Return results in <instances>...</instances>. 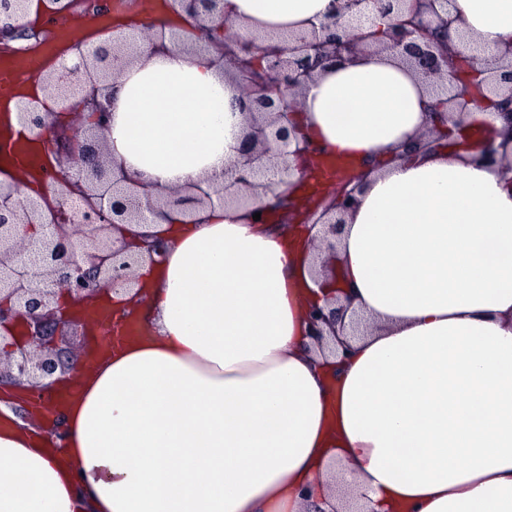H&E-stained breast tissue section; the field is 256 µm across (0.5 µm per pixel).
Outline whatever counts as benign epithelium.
<instances>
[{"label":"benign epithelium","mask_w":512,"mask_h":512,"mask_svg":"<svg viewBox=\"0 0 512 512\" xmlns=\"http://www.w3.org/2000/svg\"><path fill=\"white\" fill-rule=\"evenodd\" d=\"M209 31L205 22L224 14V0H174ZM375 9L387 21L374 34L351 24ZM27 14L25 0H0V38L25 35L21 21ZM460 20L448 10V0H336L333 14L315 24L292 32L287 39L265 44L257 38L232 40L235 59L243 54L259 55L268 62L269 79L258 84L239 80L245 103L247 133L237 157L224 172L220 184H196L173 189L157 198L123 168L111 163L99 134L109 117L110 105L98 100L99 92L121 72L132 46L115 38L78 55V62L53 71L46 87L60 102L78 98L99 114L97 127L83 134H70L59 141L71 161L64 171L46 159L41 161L44 180L52 193L29 201L21 193V182H0V343L8 348L6 367H0L14 382L27 383L32 398L49 394L61 376L75 365L62 360L57 335L60 327H82L85 320L64 313L60 299L82 301L103 291L129 293L137 279L135 268L145 259L162 254V244L147 234L120 243L102 237L119 224L144 223L149 217H164L177 210L193 215L215 204L245 206L275 187L262 176L276 168L280 179L291 175L292 164L307 165L305 181H319L312 149L299 142L288 126V113L300 104L303 87L317 67L341 62L370 48L397 53L434 99L427 104L434 125L425 136L442 139L443 118L493 107L506 120L512 137V40L497 47L489 57L460 35ZM44 103L32 98L18 113L23 127H38L57 138L60 127H48L42 118ZM364 171L341 178L336 193L323 202L320 215L309 222L311 213H297L305 227L321 226L318 251L322 267L336 258V235L346 223V214L358 205L357 193ZM50 220L48 232L38 237L19 236V227ZM347 308L311 305L305 312L310 336L319 344L326 335L340 336Z\"/></svg>","instance_id":"1"}]
</instances>
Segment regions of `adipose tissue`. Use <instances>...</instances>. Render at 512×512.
I'll use <instances>...</instances> for the list:
<instances>
[{"instance_id": "1", "label": "adipose tissue", "mask_w": 512, "mask_h": 512, "mask_svg": "<svg viewBox=\"0 0 512 512\" xmlns=\"http://www.w3.org/2000/svg\"><path fill=\"white\" fill-rule=\"evenodd\" d=\"M495 50L512 0H453ZM237 33L319 22L333 0H226ZM219 50L141 43L105 92L114 163L154 194L221 175L245 133ZM422 85L389 53L318 69L289 114L319 150L372 167L321 272L312 234L221 206L172 214L136 270L152 335L66 381L60 444L0 396V512H512V172L479 160L504 120L471 112L424 154ZM370 324L307 335V305Z\"/></svg>"}]
</instances>
